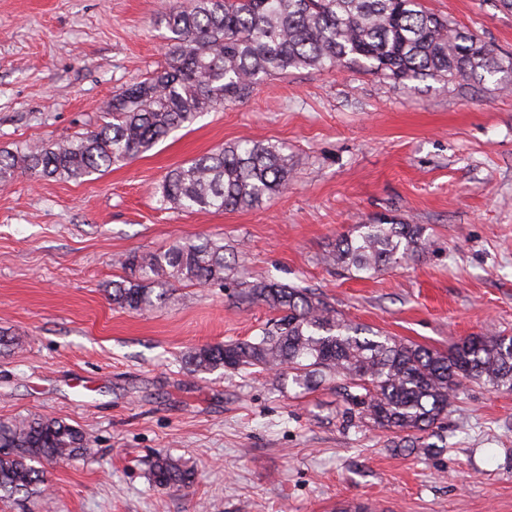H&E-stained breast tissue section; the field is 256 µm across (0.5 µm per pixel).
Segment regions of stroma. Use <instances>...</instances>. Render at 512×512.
I'll use <instances>...</instances> for the list:
<instances>
[{"label": "stroma", "instance_id": "stroma-1", "mask_svg": "<svg viewBox=\"0 0 512 512\" xmlns=\"http://www.w3.org/2000/svg\"><path fill=\"white\" fill-rule=\"evenodd\" d=\"M174 3L0 0V150L100 124L113 91L165 65ZM423 3L512 63L501 0ZM244 137L285 144L287 193L223 212L161 202L170 169ZM382 219L422 226L425 250L370 275L326 263L340 236ZM197 237L224 242L235 277L313 289L403 341L444 350L512 336V91L294 69L104 174L20 173L0 187V334L13 339L0 350V419L59 418L90 443L0 512H512V393L467 385L425 437L440 454H411L346 421L331 385L189 372L192 349L254 339L273 321L233 289L176 283L145 311L113 305L125 276L115 257ZM159 453L181 458L193 483L156 488Z\"/></svg>", "mask_w": 512, "mask_h": 512}]
</instances>
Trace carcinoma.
Listing matches in <instances>:
<instances>
[{
  "mask_svg": "<svg viewBox=\"0 0 512 512\" xmlns=\"http://www.w3.org/2000/svg\"><path fill=\"white\" fill-rule=\"evenodd\" d=\"M172 36L166 65L122 86L103 122L81 136L32 143L20 153L0 150V184L17 172L35 179L81 181L152 149L203 112L246 98L267 79L300 68H358L395 82H446L502 72L476 36L429 11L423 0H178L168 14ZM283 145L241 139L170 170L162 202L187 211L260 206L288 189ZM336 242L331 261L356 273L378 272L425 248L417 224H360ZM129 272L112 282V303L140 312L165 300L155 283L228 285L224 244L211 238L178 241L160 252H129ZM239 301L282 313L256 339L205 344L190 351L192 372L259 368L288 376L303 390L330 381L345 394L346 415L393 433L414 436L440 425L459 390L482 383L512 392V336H469L441 352L361 328L321 294L273 280H242ZM84 433L62 420L22 416L0 420V499L34 494L43 464L86 453ZM150 474L160 488L187 486L194 473L159 454Z\"/></svg>",
  "mask_w": 512,
  "mask_h": 512,
  "instance_id": "obj_1",
  "label": "carcinoma"
}]
</instances>
